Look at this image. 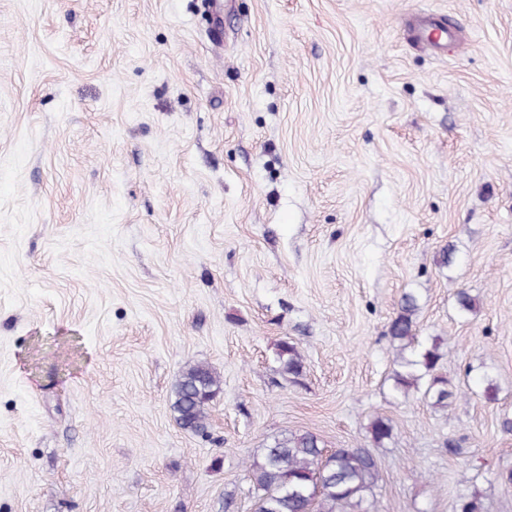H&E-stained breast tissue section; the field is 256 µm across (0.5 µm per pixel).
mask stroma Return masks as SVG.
I'll list each match as a JSON object with an SVG mask.
<instances>
[{"instance_id": "stroma-1", "label": "stroma", "mask_w": 512, "mask_h": 512, "mask_svg": "<svg viewBox=\"0 0 512 512\" xmlns=\"http://www.w3.org/2000/svg\"><path fill=\"white\" fill-rule=\"evenodd\" d=\"M223 21L0 0V512H252L245 463L286 431L370 449L379 512H512V0ZM406 291L466 392L447 409L393 389ZM195 362L223 381L202 435L171 409ZM276 359L280 371L285 375L298 378L303 374L304 361L295 344L283 340L277 346Z\"/></svg>"}]
</instances>
